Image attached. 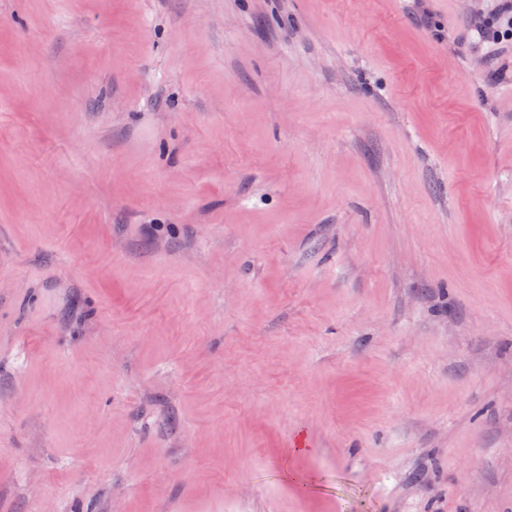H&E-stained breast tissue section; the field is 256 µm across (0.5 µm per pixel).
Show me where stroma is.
<instances>
[{"label":"stroma","mask_w":512,"mask_h":512,"mask_svg":"<svg viewBox=\"0 0 512 512\" xmlns=\"http://www.w3.org/2000/svg\"><path fill=\"white\" fill-rule=\"evenodd\" d=\"M471 4L0 0V512H512Z\"/></svg>","instance_id":"stroma-1"}]
</instances>
